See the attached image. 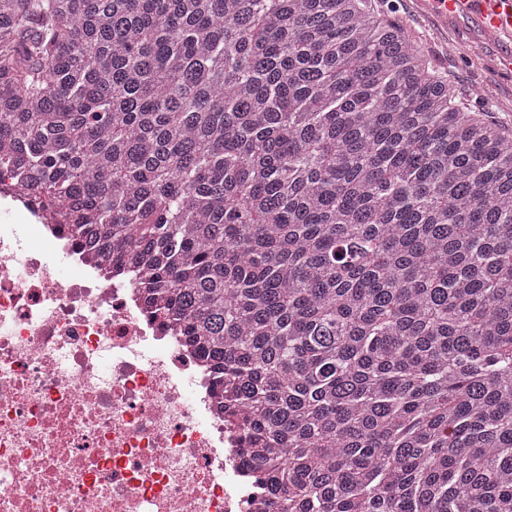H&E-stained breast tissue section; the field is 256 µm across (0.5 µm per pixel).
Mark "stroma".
Wrapping results in <instances>:
<instances>
[{
	"label": "stroma",
	"instance_id": "1",
	"mask_svg": "<svg viewBox=\"0 0 512 512\" xmlns=\"http://www.w3.org/2000/svg\"><path fill=\"white\" fill-rule=\"evenodd\" d=\"M403 25L461 99L486 108L490 117L512 128V70L502 58L512 46L487 38L470 17L440 22L422 12L416 0H372Z\"/></svg>",
	"mask_w": 512,
	"mask_h": 512
}]
</instances>
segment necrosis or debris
Masks as SVG:
<instances>
[{"instance_id":"obj_1","label":"necrosis or debris","mask_w":512,"mask_h":512,"mask_svg":"<svg viewBox=\"0 0 512 512\" xmlns=\"http://www.w3.org/2000/svg\"><path fill=\"white\" fill-rule=\"evenodd\" d=\"M145 280L0 176V512H258L241 411Z\"/></svg>"}]
</instances>
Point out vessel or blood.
Masks as SVG:
<instances>
[{
  "instance_id": "vessel-or-blood-1",
  "label": "vessel or blood",
  "mask_w": 512,
  "mask_h": 512,
  "mask_svg": "<svg viewBox=\"0 0 512 512\" xmlns=\"http://www.w3.org/2000/svg\"><path fill=\"white\" fill-rule=\"evenodd\" d=\"M421 7L440 20L468 14L476 18L490 39L512 40V0H418Z\"/></svg>"
}]
</instances>
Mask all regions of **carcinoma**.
<instances>
[{
  "instance_id": "1",
  "label": "carcinoma",
  "mask_w": 512,
  "mask_h": 512,
  "mask_svg": "<svg viewBox=\"0 0 512 512\" xmlns=\"http://www.w3.org/2000/svg\"><path fill=\"white\" fill-rule=\"evenodd\" d=\"M0 168L151 266L272 512H512V131L371 0H0Z\"/></svg>"
}]
</instances>
